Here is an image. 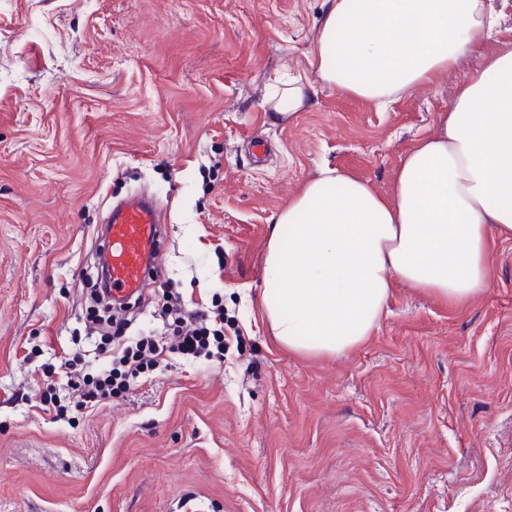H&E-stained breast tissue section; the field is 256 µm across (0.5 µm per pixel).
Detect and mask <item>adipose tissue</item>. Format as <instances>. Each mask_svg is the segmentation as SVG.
I'll use <instances>...</instances> for the list:
<instances>
[{
    "label": "adipose tissue",
    "instance_id": "1",
    "mask_svg": "<svg viewBox=\"0 0 512 512\" xmlns=\"http://www.w3.org/2000/svg\"><path fill=\"white\" fill-rule=\"evenodd\" d=\"M496 26L484 0H332L310 66L347 95L383 107L463 56L477 65L390 195L326 167L278 212L261 305L281 345H360L398 280L456 303L488 288L493 247L512 235V42L489 49Z\"/></svg>",
    "mask_w": 512,
    "mask_h": 512
}]
</instances>
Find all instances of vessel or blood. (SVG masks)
<instances>
[{
    "label": "vessel or blood",
    "mask_w": 512,
    "mask_h": 512,
    "mask_svg": "<svg viewBox=\"0 0 512 512\" xmlns=\"http://www.w3.org/2000/svg\"><path fill=\"white\" fill-rule=\"evenodd\" d=\"M102 251L113 295L126 300L143 294L164 254L163 213L158 204L139 195L112 204Z\"/></svg>",
    "instance_id": "1"
}]
</instances>
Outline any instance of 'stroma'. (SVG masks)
I'll list each match as a JSON object with an SVG mask.
<instances>
[{
	"instance_id": "obj_1",
	"label": "stroma",
	"mask_w": 512,
	"mask_h": 512,
	"mask_svg": "<svg viewBox=\"0 0 512 512\" xmlns=\"http://www.w3.org/2000/svg\"><path fill=\"white\" fill-rule=\"evenodd\" d=\"M328 0H0V512H512V238L466 304L396 285L358 347L303 356L261 307L269 228L320 169L389 193L476 66L386 110L312 81ZM151 193L159 280L128 338L161 332L160 289L221 303L223 358L168 355L118 398L54 419L65 362L111 347L84 324L109 205ZM307 88V82H303L301 78L294 79L292 82L288 83V87L278 96L275 95L266 99V112H270L271 114L278 113L283 116L301 112L305 109L307 104Z\"/></svg>"
}]
</instances>
